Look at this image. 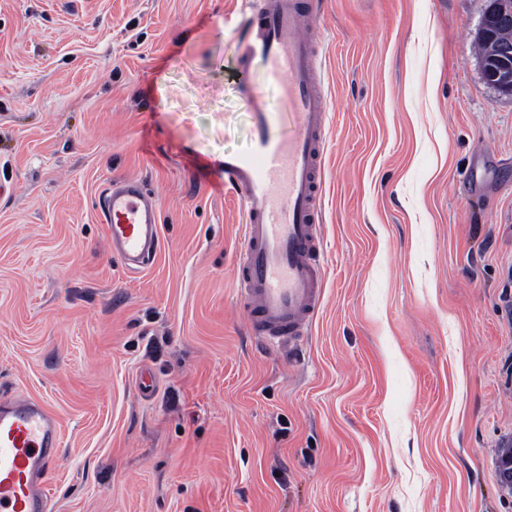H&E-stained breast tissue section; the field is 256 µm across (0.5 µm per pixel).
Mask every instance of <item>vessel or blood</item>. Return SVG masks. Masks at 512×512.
I'll use <instances>...</instances> for the list:
<instances>
[{
    "instance_id": "b4317fda",
    "label": "vessel or blood",
    "mask_w": 512,
    "mask_h": 512,
    "mask_svg": "<svg viewBox=\"0 0 512 512\" xmlns=\"http://www.w3.org/2000/svg\"><path fill=\"white\" fill-rule=\"evenodd\" d=\"M322 0H245L241 72L262 64L284 109L255 99L245 151L224 155V188L240 202L243 246L235 282L251 327L271 343L305 336L322 300L321 187L328 104L320 90L316 19ZM112 251L131 273L160 249V203L138 177L112 180L100 201ZM60 461V426L42 401L0 402V512H49L44 479Z\"/></svg>"
}]
</instances>
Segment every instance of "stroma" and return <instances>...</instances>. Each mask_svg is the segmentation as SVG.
<instances>
[{
	"mask_svg": "<svg viewBox=\"0 0 512 512\" xmlns=\"http://www.w3.org/2000/svg\"><path fill=\"white\" fill-rule=\"evenodd\" d=\"M241 0H0V396L62 425L52 512H512V98L487 0H325V277L262 343L219 161L250 141ZM140 178L137 275L99 199ZM153 386L140 387L142 372ZM485 9L478 28V37L482 41L475 42V47L479 55H484L488 51L490 33L486 25L487 18L497 21L498 26L506 24L512 19V1L497 0L490 1ZM483 41L487 42L484 43ZM509 53L506 50L494 48L480 59L481 73L484 81L495 88L500 94L512 96V63L509 62ZM100 212L112 252L128 271L135 274L150 266L160 249V203L141 179H113L103 191Z\"/></svg>",
	"mask_w": 512,
	"mask_h": 512,
	"instance_id": "obj_1",
	"label": "stroma"
}]
</instances>
